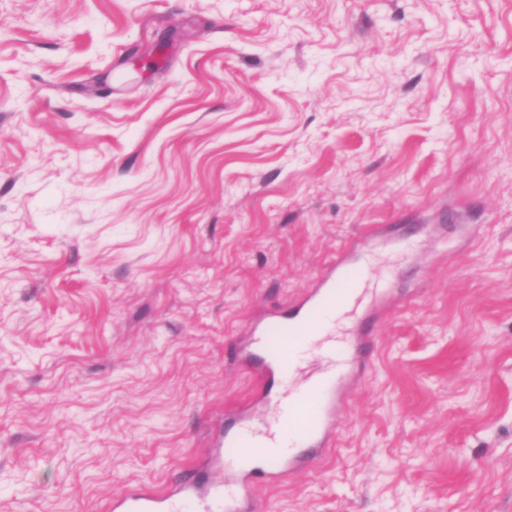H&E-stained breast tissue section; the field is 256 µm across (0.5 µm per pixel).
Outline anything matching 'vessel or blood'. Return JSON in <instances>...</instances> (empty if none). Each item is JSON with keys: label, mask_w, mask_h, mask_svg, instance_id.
<instances>
[{"label": "vessel or blood", "mask_w": 512, "mask_h": 512, "mask_svg": "<svg viewBox=\"0 0 512 512\" xmlns=\"http://www.w3.org/2000/svg\"><path fill=\"white\" fill-rule=\"evenodd\" d=\"M354 278L346 258H339L314 288L296 301L289 317L268 313L260 330L265 360L252 372L254 404H264L268 383L290 384L292 356L301 337L315 334L336 308L346 303ZM350 382V371L343 369L331 378L296 388L282 422L311 448V455L264 452L251 433L217 436L207 464L214 471H223L225 454H233L240 465L232 479H189L160 492L132 488L109 501L108 512H249L256 480H286L311 467L314 452L328 447Z\"/></svg>", "instance_id": "b4317fda"}]
</instances>
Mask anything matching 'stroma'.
<instances>
[{"mask_svg": "<svg viewBox=\"0 0 512 512\" xmlns=\"http://www.w3.org/2000/svg\"><path fill=\"white\" fill-rule=\"evenodd\" d=\"M347 247L336 340L398 305L257 512H512V0H0V512L267 425L253 323Z\"/></svg>", "mask_w": 512, "mask_h": 512, "instance_id": "1", "label": "stroma"}]
</instances>
